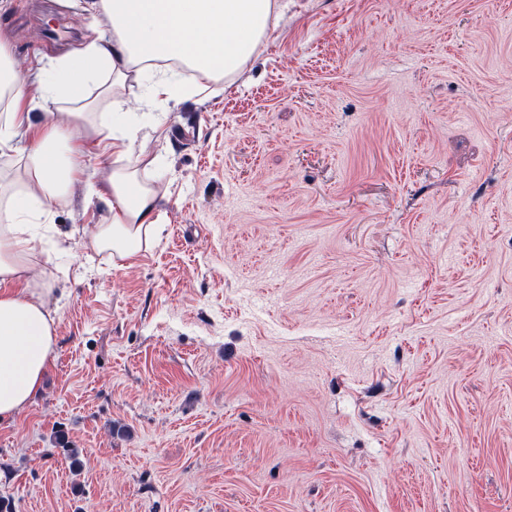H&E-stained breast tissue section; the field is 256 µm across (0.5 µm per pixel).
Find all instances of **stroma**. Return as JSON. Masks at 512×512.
<instances>
[{
    "label": "stroma",
    "instance_id": "stroma-1",
    "mask_svg": "<svg viewBox=\"0 0 512 512\" xmlns=\"http://www.w3.org/2000/svg\"><path fill=\"white\" fill-rule=\"evenodd\" d=\"M287 2L161 104L150 249L85 250L96 156L53 207L10 512H512V0ZM90 24L11 0L0 40L29 80Z\"/></svg>",
    "mask_w": 512,
    "mask_h": 512
}]
</instances>
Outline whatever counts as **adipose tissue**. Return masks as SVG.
I'll return each mask as SVG.
<instances>
[{"label":"adipose tissue","mask_w":512,"mask_h":512,"mask_svg":"<svg viewBox=\"0 0 512 512\" xmlns=\"http://www.w3.org/2000/svg\"><path fill=\"white\" fill-rule=\"evenodd\" d=\"M66 7L93 14L98 35L59 59L54 68L62 82L43 79L37 94L14 68L7 43L0 41V71H6L7 103L0 113V152L13 148L33 103L47 106L45 123L33 131L22 150L23 187L0 185V419L26 409L41 389L56 344L55 318L45 302L32 259L36 253L34 221L48 217L52 206L80 168L79 153L69 140L72 126H86L99 154H112L116 165L105 200L109 223L94 225L89 247L111 260L129 258L151 244L163 213L148 185L129 165L138 141L153 138L161 118L144 123L135 113L111 122L97 118L87 88L98 83L102 68L111 80L98 83L100 98L116 97L129 77L145 83L140 108L206 89L209 82L232 80L247 69L258 45L282 16L283 0H61ZM193 71L197 81L185 85L171 61ZM70 102L60 112L58 100Z\"/></svg>","instance_id":"ef3b65f1"}]
</instances>
